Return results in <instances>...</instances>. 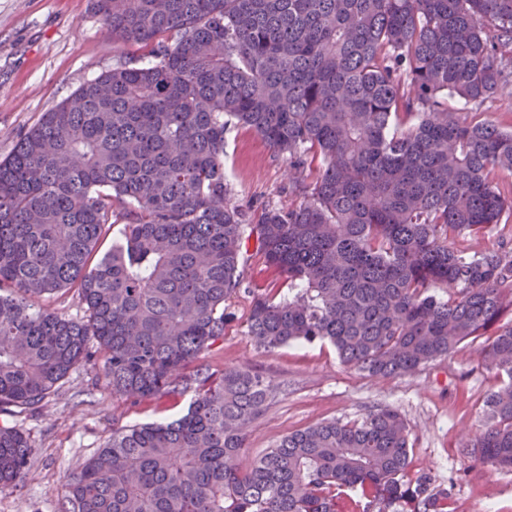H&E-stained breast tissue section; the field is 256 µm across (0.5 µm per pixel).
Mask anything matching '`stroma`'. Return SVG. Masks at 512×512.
<instances>
[{
  "instance_id": "stroma-1",
  "label": "stroma",
  "mask_w": 512,
  "mask_h": 512,
  "mask_svg": "<svg viewBox=\"0 0 512 512\" xmlns=\"http://www.w3.org/2000/svg\"><path fill=\"white\" fill-rule=\"evenodd\" d=\"M150 51L146 44L113 42L91 0H0V160L44 112L111 69L116 59L146 61ZM289 163L254 130L228 121L224 172L247 223H257L264 208L291 199ZM231 309L234 319L223 346L206 358L211 369L242 365L286 387L252 423L241 468L252 466L288 432L391 406L412 429V472H429L442 484L464 473L455 488V512H512V471L471 465L459 453L463 431L486 425L485 399L502 382L482 364L478 342L461 343L447 359L413 375L376 379L343 366L326 343L259 350L246 335L249 297L234 299ZM192 397L188 390L134 401L113 394L97 366H79L36 412L0 415V424L22 431L33 448L22 486L0 492V512H66L65 475L79 470L114 428L174 419Z\"/></svg>"
}]
</instances>
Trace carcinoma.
Masks as SVG:
<instances>
[{"mask_svg":"<svg viewBox=\"0 0 512 512\" xmlns=\"http://www.w3.org/2000/svg\"><path fill=\"white\" fill-rule=\"evenodd\" d=\"M114 41L153 45L84 83L0 161V414L35 410L82 364L181 416L113 430L65 480L67 512H454L457 480L410 476L390 406L285 435L248 470L249 428L285 386L215 376L229 302L270 352L327 342L368 377L417 372L490 335L507 381L461 454L512 469V250L469 242L512 218V131L448 111L512 92V0H91ZM290 158L303 199L244 224L224 118ZM121 238L98 260L100 237ZM288 297L244 287L250 239ZM443 288L444 299L431 292ZM77 293L81 319L37 301ZM28 438L0 425V491Z\"/></svg>","mask_w":512,"mask_h":512,"instance_id":"carcinoma-1","label":"carcinoma"}]
</instances>
